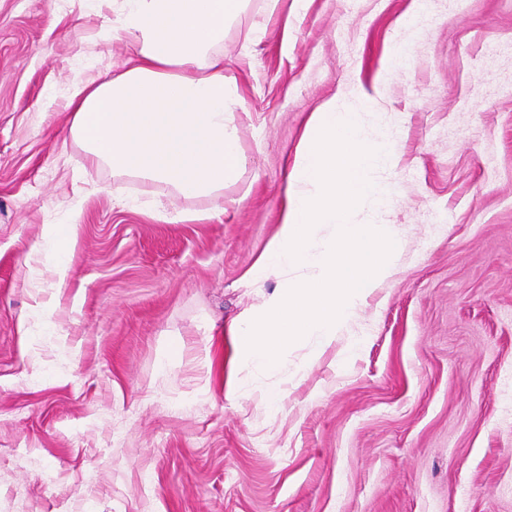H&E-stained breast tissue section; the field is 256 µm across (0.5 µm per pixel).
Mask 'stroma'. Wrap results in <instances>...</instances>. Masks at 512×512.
<instances>
[{"label": "stroma", "instance_id": "1", "mask_svg": "<svg viewBox=\"0 0 512 512\" xmlns=\"http://www.w3.org/2000/svg\"><path fill=\"white\" fill-rule=\"evenodd\" d=\"M251 0L224 34L247 164L188 198L89 163L76 80L121 68L95 0H0V512H512V0ZM407 47L411 69L386 67ZM374 97L392 274L265 411L230 323L311 112ZM69 233L58 279L35 244Z\"/></svg>", "mask_w": 512, "mask_h": 512}]
</instances>
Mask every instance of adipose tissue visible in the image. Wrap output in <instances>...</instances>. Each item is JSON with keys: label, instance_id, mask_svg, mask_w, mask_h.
Masks as SVG:
<instances>
[{"label": "adipose tissue", "instance_id": "ef3b65f1", "mask_svg": "<svg viewBox=\"0 0 512 512\" xmlns=\"http://www.w3.org/2000/svg\"><path fill=\"white\" fill-rule=\"evenodd\" d=\"M248 0H112L104 42L130 41L121 71L77 85L69 132L88 160L184 197L221 194L245 165L224 73V32Z\"/></svg>", "mask_w": 512, "mask_h": 512}]
</instances>
